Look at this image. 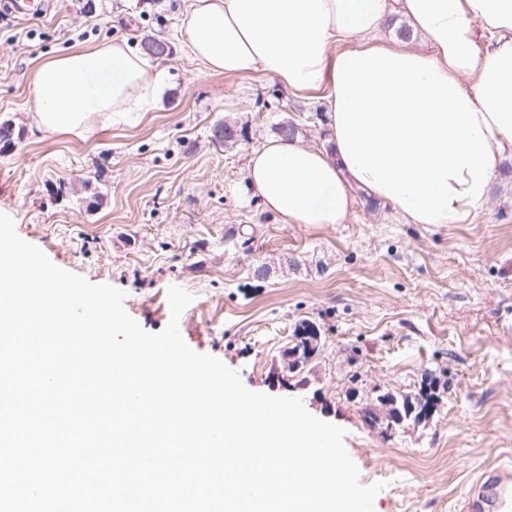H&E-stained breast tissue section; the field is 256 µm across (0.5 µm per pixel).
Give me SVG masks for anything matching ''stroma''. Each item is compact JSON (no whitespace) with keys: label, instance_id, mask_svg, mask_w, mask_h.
<instances>
[{"label":"stroma","instance_id":"stroma-1","mask_svg":"<svg viewBox=\"0 0 512 512\" xmlns=\"http://www.w3.org/2000/svg\"><path fill=\"white\" fill-rule=\"evenodd\" d=\"M188 3L0 13V122L21 131L0 149V212L59 268L124 291L147 332L170 319L169 286L194 294L179 319L186 343L249 390L300 398L346 429L361 483L385 484L374 512H455L481 468L512 461V160L469 224H409L359 189L347 223H283L249 190L248 158L280 122L323 144L327 107L259 73H201L181 49ZM147 35L173 48L157 110L87 139L36 128L42 64L110 40L138 53ZM219 123L234 140H212ZM304 321L325 344L297 378L287 349ZM424 385L439 396L424 422L385 434L363 423L376 395Z\"/></svg>","mask_w":512,"mask_h":512}]
</instances>
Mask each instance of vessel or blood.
<instances>
[{
  "instance_id": "vessel-or-blood-1",
  "label": "vessel or blood",
  "mask_w": 512,
  "mask_h": 512,
  "mask_svg": "<svg viewBox=\"0 0 512 512\" xmlns=\"http://www.w3.org/2000/svg\"><path fill=\"white\" fill-rule=\"evenodd\" d=\"M456 512H512V464L485 467L458 501Z\"/></svg>"
}]
</instances>
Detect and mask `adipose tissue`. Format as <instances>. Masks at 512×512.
<instances>
[{
    "mask_svg": "<svg viewBox=\"0 0 512 512\" xmlns=\"http://www.w3.org/2000/svg\"><path fill=\"white\" fill-rule=\"evenodd\" d=\"M433 45H376L392 12ZM184 51L207 74L320 90L329 148L266 140L248 185L289 224H343L353 188L414 224H468L512 152V0H192ZM166 69L107 41L39 67L33 122L80 137L157 109Z\"/></svg>",
    "mask_w": 512,
    "mask_h": 512,
    "instance_id": "adipose-tissue-1",
    "label": "adipose tissue"
}]
</instances>
